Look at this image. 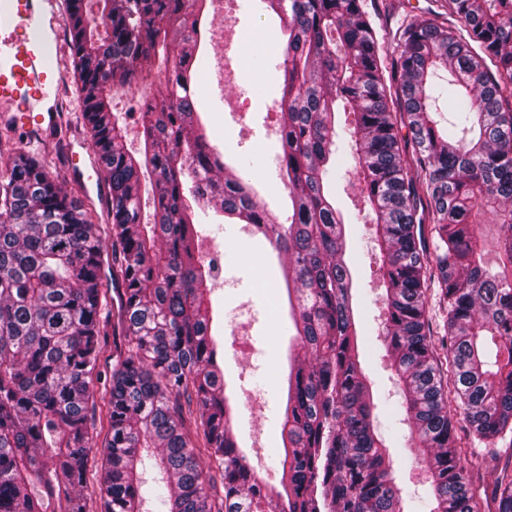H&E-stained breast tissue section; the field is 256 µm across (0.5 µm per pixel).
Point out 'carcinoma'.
Returning <instances> with one entry per match:
<instances>
[{"instance_id": "obj_1", "label": "carcinoma", "mask_w": 512, "mask_h": 512, "mask_svg": "<svg viewBox=\"0 0 512 512\" xmlns=\"http://www.w3.org/2000/svg\"><path fill=\"white\" fill-rule=\"evenodd\" d=\"M201 0H65L83 119L111 189L112 274L124 285L119 354L97 371L111 327L103 241L87 212L33 157L0 172V512H84L89 405L109 430L104 512H142L140 466L154 460L157 512H404L393 458L359 361L344 211L327 181L338 107L353 114L356 177L375 214L385 339L405 420L427 465L433 512H512V457L484 484L462 459L471 438L512 444V0H447L445 16L393 37L390 72L363 0H261L286 39L279 224L218 163L199 119ZM175 55L166 95L143 108V151L123 145L112 95ZM448 104L451 119L434 113ZM408 129L402 134V129ZM155 214L141 222L140 174ZM250 224L284 257L292 332L281 477L248 464L195 255L196 210ZM498 228L494 263L477 230ZM432 225L431 244L417 229ZM440 288L444 358L429 288ZM214 467L204 470L202 458Z\"/></svg>"}]
</instances>
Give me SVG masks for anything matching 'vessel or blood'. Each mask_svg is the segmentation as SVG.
I'll list each match as a JSON object with an SVG mask.
<instances>
[{
	"mask_svg": "<svg viewBox=\"0 0 512 512\" xmlns=\"http://www.w3.org/2000/svg\"><path fill=\"white\" fill-rule=\"evenodd\" d=\"M61 23L58 0H0V124L28 143L47 141L60 123Z\"/></svg>",
	"mask_w": 512,
	"mask_h": 512,
	"instance_id": "1",
	"label": "vessel or blood"
}]
</instances>
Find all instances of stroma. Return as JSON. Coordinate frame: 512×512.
Masks as SVG:
<instances>
[{
    "mask_svg": "<svg viewBox=\"0 0 512 512\" xmlns=\"http://www.w3.org/2000/svg\"><path fill=\"white\" fill-rule=\"evenodd\" d=\"M365 4L376 28L389 38L396 34L405 16L429 20L440 9L438 0H365ZM232 23L247 31V41L218 43L210 46L209 52L229 56L232 64L250 73L252 83L248 94L243 95L237 88H221L210 78H202L198 85L202 118L213 133L214 144L225 146V162L236 167L240 177L255 187L259 197L283 221L288 217V196L277 177V116L271 106L281 96L275 66L284 58L286 43L275 23L263 16L260 0H237ZM140 97L139 89H126L112 102L113 112L126 125V145L133 152L142 144V121L137 110ZM352 120L347 112L336 115L338 152L329 179L338 204L353 219L347 230V250L357 284L356 322L362 367L372 382L378 406L377 428L393 453L394 482L405 512H426L431 490L425 464L408 425L401 421L399 386L382 334L381 260L372 215L354 178L356 157L348 135ZM73 140V133L66 132L52 138L44 148H32L11 129L0 127V168L23 154L36 157L49 177L92 214L95 223H108V199L87 201L86 181L69 169L67 147ZM198 220L205 242L218 243L224 250L222 277L226 285L214 288L211 299L224 370L232 379L227 394L234 408L233 431L249 465L260 476L270 478L277 469L281 446L280 413L291 344V336L284 329L288 315L279 308L282 260L267 242L252 235L250 226L225 223L210 209L199 212ZM106 434L105 419H97L85 473L86 512L103 509L100 448Z\"/></svg>",
    "mask_w": 512,
    "mask_h": 512,
    "instance_id": "stroma-1",
    "label": "stroma"
}]
</instances>
